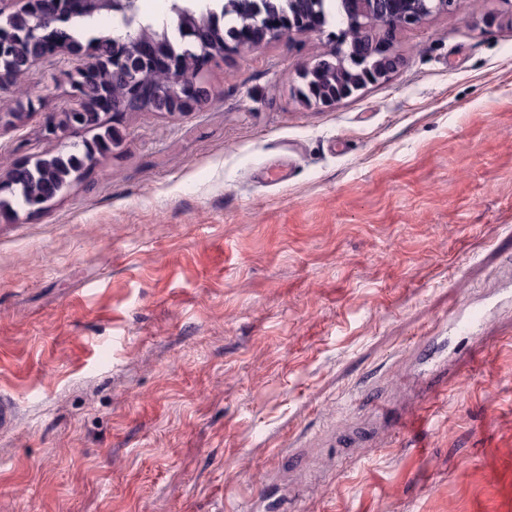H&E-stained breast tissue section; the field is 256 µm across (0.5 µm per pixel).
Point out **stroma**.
<instances>
[{
  "mask_svg": "<svg viewBox=\"0 0 512 512\" xmlns=\"http://www.w3.org/2000/svg\"><path fill=\"white\" fill-rule=\"evenodd\" d=\"M335 30L213 63L0 221V512H512V10L457 0L313 109ZM74 65L0 89L41 103L0 174L76 141Z\"/></svg>",
  "mask_w": 512,
  "mask_h": 512,
  "instance_id": "1",
  "label": "stroma"
}]
</instances>
